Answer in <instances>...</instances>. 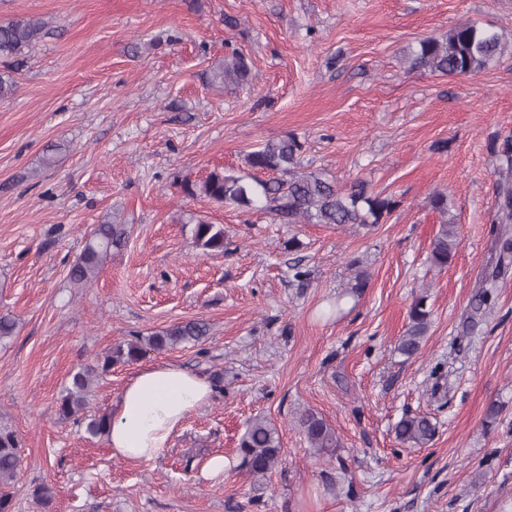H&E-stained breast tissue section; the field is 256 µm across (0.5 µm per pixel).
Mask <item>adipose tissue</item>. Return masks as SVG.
Here are the masks:
<instances>
[{"mask_svg": "<svg viewBox=\"0 0 512 512\" xmlns=\"http://www.w3.org/2000/svg\"><path fill=\"white\" fill-rule=\"evenodd\" d=\"M214 393L212 382L175 364L140 369L125 384L112 413L107 439L113 456L129 462L157 457Z\"/></svg>", "mask_w": 512, "mask_h": 512, "instance_id": "1", "label": "adipose tissue"}]
</instances>
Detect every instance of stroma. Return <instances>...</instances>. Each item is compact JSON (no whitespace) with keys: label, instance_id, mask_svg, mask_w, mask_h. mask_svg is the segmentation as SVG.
I'll return each mask as SVG.
<instances>
[{"label":"stroma","instance_id":"obj_1","mask_svg":"<svg viewBox=\"0 0 512 512\" xmlns=\"http://www.w3.org/2000/svg\"><path fill=\"white\" fill-rule=\"evenodd\" d=\"M24 16L44 33L25 61L0 62L17 83L0 99V315L18 323L0 343V426L22 445L13 512H512V266L484 319L467 321L499 236H512L495 221L512 51L472 76L406 64L421 39L466 21L512 42V0H0V24ZM235 52L251 80L214 81ZM285 136L304 168L365 180L394 211L371 228L280 224L187 195L211 172L247 174V153ZM436 191L460 234L442 270L429 261ZM116 214L125 245L74 287L90 231ZM201 220L223 225V253L196 247ZM422 293L431 324L408 360L395 346ZM193 319L210 328L199 343L114 365L94 387L102 414L146 366L216 381L156 458L113 457L106 438L59 417L71 371ZM307 409L335 430V456L311 449L297 425ZM407 413L435 423L426 446L396 439ZM259 416L276 424L283 463L256 480L236 446ZM219 455L227 468L207 476ZM40 485L53 491L45 509Z\"/></svg>","mask_w":512,"mask_h":512}]
</instances>
